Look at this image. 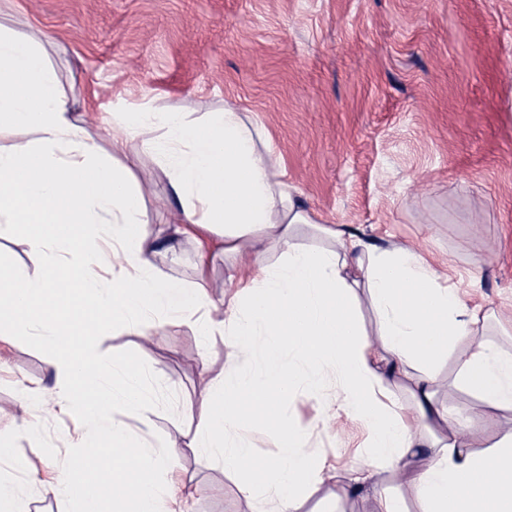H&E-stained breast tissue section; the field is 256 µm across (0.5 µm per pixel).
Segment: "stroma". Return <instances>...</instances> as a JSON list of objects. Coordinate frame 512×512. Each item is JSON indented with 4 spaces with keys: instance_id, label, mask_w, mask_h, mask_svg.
Returning a JSON list of instances; mask_svg holds the SVG:
<instances>
[{
    "instance_id": "35a3bbf8",
    "label": "stroma",
    "mask_w": 512,
    "mask_h": 512,
    "mask_svg": "<svg viewBox=\"0 0 512 512\" xmlns=\"http://www.w3.org/2000/svg\"><path fill=\"white\" fill-rule=\"evenodd\" d=\"M0 25L37 29L68 97L99 90L86 123L108 146L101 118L146 103L196 120L236 105L281 154L286 179L323 223L390 249L417 251L457 283L488 340L512 351L499 321L512 317V0H0ZM154 225L166 215L167 182L153 158L133 169ZM183 239L156 262L162 277L203 284L221 298L229 272ZM0 260L34 275L41 258L19 233L0 235ZM104 358L123 353L154 388L143 427L115 418L141 442L178 449L174 476L191 486L184 512H252L238 479L186 446L208 388L224 373L223 336L190 321L143 338L100 337ZM48 382L34 340L0 339V435L27 469L29 512H61L45 484L83 434L80 422L20 404L21 388ZM328 399L297 391L296 425L336 467L301 512H372L346 475L363 465L368 427L324 428Z\"/></svg>"
}]
</instances>
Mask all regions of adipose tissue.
<instances>
[{
    "instance_id": "ef3b65f1",
    "label": "adipose tissue",
    "mask_w": 512,
    "mask_h": 512,
    "mask_svg": "<svg viewBox=\"0 0 512 512\" xmlns=\"http://www.w3.org/2000/svg\"><path fill=\"white\" fill-rule=\"evenodd\" d=\"M84 109L72 112L40 31L18 37L0 26V129L34 134L0 147V227L20 230L43 259L37 275L0 261V335L36 337L44 354L50 382L24 390V401L51 397L87 427L67 475L50 487L66 512H165L175 452L134 447L111 417L146 405V373L132 358H101L97 341L113 328L146 336L199 310L202 329L223 335L230 353L186 445L237 473L253 512H300L330 472L327 452L309 446L287 402L297 388L315 393L331 380L328 413L370 426L365 464L348 481L370 493L374 512H403L373 482L384 469L403 474L421 512H512V435L475 446L471 422L438 400L448 385L473 395L477 409L512 410V354L476 341L479 319L458 288L411 249L382 250L320 223L286 182L267 135L233 106L200 122L176 110L113 113L106 152L86 136L92 102ZM144 154L168 184V226L157 232L130 169ZM302 224L317 227L327 247L304 244ZM206 233L233 271L219 318L202 286L162 279L154 264ZM101 240L112 245L106 279L94 269ZM272 244L279 258L259 262ZM364 296L377 317L372 333L360 315ZM456 353L455 373L441 379L438 366ZM402 386L409 417L395 396ZM256 416L278 439L275 458L254 453L247 428ZM4 462L0 512H26L14 478L25 464L0 438ZM489 475L499 484L493 494Z\"/></svg>"
}]
</instances>
